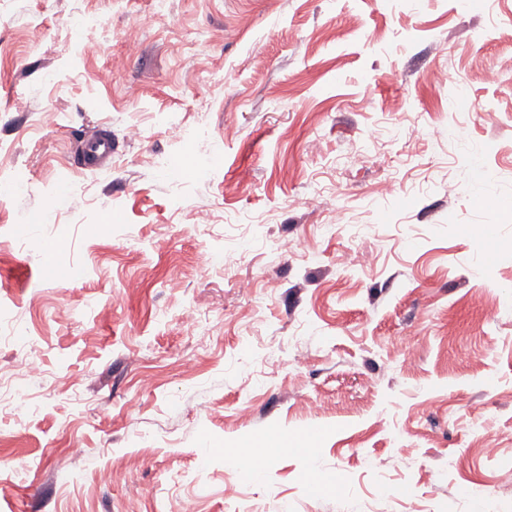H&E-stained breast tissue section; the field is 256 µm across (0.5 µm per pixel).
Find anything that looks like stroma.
Masks as SVG:
<instances>
[{"label":"stroma","instance_id":"obj_1","mask_svg":"<svg viewBox=\"0 0 512 512\" xmlns=\"http://www.w3.org/2000/svg\"><path fill=\"white\" fill-rule=\"evenodd\" d=\"M1 184L0 512H512V0H0ZM112 159V139L100 131L89 132L82 137L81 168L97 171L109 167Z\"/></svg>","mask_w":512,"mask_h":512}]
</instances>
